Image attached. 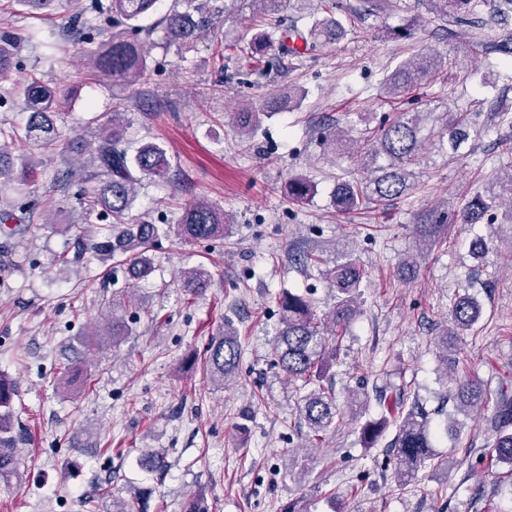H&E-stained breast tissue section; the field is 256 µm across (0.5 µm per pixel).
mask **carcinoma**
<instances>
[{
    "label": "carcinoma",
    "instance_id": "carcinoma-1",
    "mask_svg": "<svg viewBox=\"0 0 512 512\" xmlns=\"http://www.w3.org/2000/svg\"><path fill=\"white\" fill-rule=\"evenodd\" d=\"M25 11L29 8L43 10L52 14L60 0H11ZM292 0H224L220 8L202 0L193 10L181 11L178 6L161 19L167 39L180 47L195 45L204 33L210 31L214 16L220 12L229 13L235 7L249 6L252 9L256 25H263L267 19L280 14ZM158 0H111L108 11L112 14V36L101 50L90 56L92 67L100 75L111 81L114 87L135 85L148 68V51L141 45L138 35H150L140 22L152 14ZM427 5L428 10L438 17L452 16L458 24L471 28L484 25L478 0H416V6ZM407 0H356L348 7V14L360 21L376 18L388 12L410 11ZM419 16L413 15L396 30L386 31L390 38H411L417 26ZM344 28L340 20L329 15L314 20L306 31L298 33L303 43L313 49L319 45L336 42L342 37ZM276 31L259 32L248 41L247 54L262 58L274 44ZM17 39L10 32L0 31V74L14 66V53ZM479 51L512 54V34L505 33L496 46H486L480 40L475 41ZM441 56L437 53L420 52L409 60L398 64L383 82V90L388 99H397L426 79L434 78L442 72ZM305 96L302 90H275L265 97L260 108L245 107L234 113V126L238 136L245 140L251 138L261 122V117L291 108V104L300 102ZM57 103L55 94L40 81L34 79L25 86L24 104L31 112V118L24 133L14 136L3 134V138L14 143L38 141L51 144L57 138L56 129L49 118ZM434 115V111L406 112L387 125L364 137V147L354 155L369 174L364 183L342 181L336 185L332 194V206L339 213H352L362 209H375L390 206L409 194L418 178L417 166L421 164L426 137L425 120ZM441 123L439 138H447L451 147L465 139L462 126L448 124V113L436 117ZM124 124L118 113L112 114V123L100 132L97 145L76 140L68 145L75 156L82 157L89 152L96 166L103 170L105 178L94 187L92 205L102 208L112 219L109 232L104 237L75 243L70 262L77 263L87 250L97 253L102 259L110 260L116 256L124 257L129 270L137 278L148 276L152 272V261L147 256L154 238L159 233L155 224H130L126 221L136 196V186L142 178L163 179L171 164L166 150L159 144L148 142L141 145L134 157H129L126 149L120 147L123 141ZM323 145L332 153L349 149L345 136L336 128H330L322 135ZM19 164H14L7 149L0 146V189L6 185H16L24 189L36 179V165L23 155L18 156ZM288 193L298 201H305L314 194V186L307 178L297 176L288 183ZM512 203V164L492 183L485 196L479 195L468 202L462 215L466 224H476L485 215L494 210L503 199ZM448 218L433 211L427 216V223L419 224L416 233L419 236V248L402 261V267L414 272L420 264L424 250L442 235ZM230 227L224 210L205 198H197L183 209L177 234L181 239L204 241L220 237ZM332 286L336 289V302L329 311L317 312L314 301L308 294L299 291L284 290L278 297L280 309V328L277 333L275 350L278 365L288 380H301L312 389L301 399L299 416L308 429V436L320 440L339 416L330 390L321 384L327 359L337 353L330 345V339L346 328L359 313V288L365 277L364 269L352 256L345 253L336 258L331 268L325 271ZM184 287L191 291L205 288L211 281L209 271L198 266L182 274ZM129 306L128 301L112 302V321L94 331L89 347L102 348L107 342L117 346L129 330L118 312ZM481 307L469 294L460 296L449 313V328L438 342L439 355L443 363H448V353L455 345L448 343V336L460 338L479 321ZM241 359V346L236 329L224 326V335L217 336L209 344L204 358L209 378L221 385L234 377ZM454 399L456 409L467 415H473L484 403V391L476 379H454ZM391 409L378 418H370L361 427V439L370 448L385 433L391 420ZM398 432L392 443L396 451V479L399 488L415 484L419 472L430 464L435 455L432 453L433 434L429 427V414L413 405L410 408L399 407L396 420ZM494 432L496 460L512 471V393L503 391L496 403V411L490 421ZM14 448L16 438L6 415L0 413V477L15 472L17 459ZM112 512H143V504L135 497L112 499Z\"/></svg>",
    "mask_w": 512,
    "mask_h": 512
}]
</instances>
